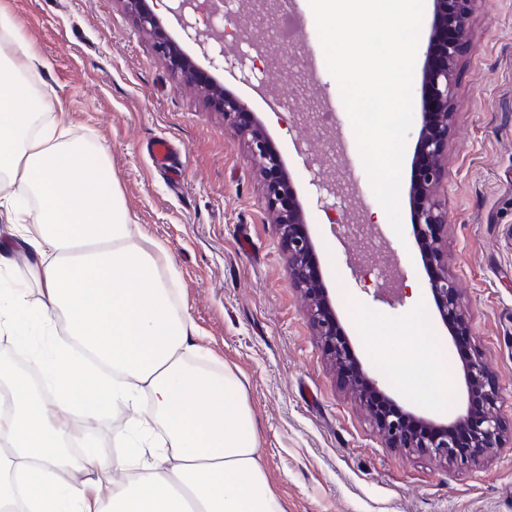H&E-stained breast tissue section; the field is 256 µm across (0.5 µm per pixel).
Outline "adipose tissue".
<instances>
[{
	"label": "adipose tissue",
	"instance_id": "1",
	"mask_svg": "<svg viewBox=\"0 0 512 512\" xmlns=\"http://www.w3.org/2000/svg\"><path fill=\"white\" fill-rule=\"evenodd\" d=\"M0 34L12 50L0 63V209L27 256L0 289V335L25 344L66 324L30 360L51 391L0 369V512H283L236 376L190 364L209 351L167 249L130 223L99 179L105 149L71 136L54 96L30 107L20 74L35 55L2 16ZM107 405L129 414L126 451L73 462L66 447L86 442Z\"/></svg>",
	"mask_w": 512,
	"mask_h": 512
}]
</instances>
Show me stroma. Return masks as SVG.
Wrapping results in <instances>:
<instances>
[{
	"label": "stroma",
	"mask_w": 512,
	"mask_h": 512,
	"mask_svg": "<svg viewBox=\"0 0 512 512\" xmlns=\"http://www.w3.org/2000/svg\"><path fill=\"white\" fill-rule=\"evenodd\" d=\"M0 13L40 61L23 75L31 96L48 89L58 95L72 136L105 148L102 176L118 186L130 223L168 250L200 343L240 381L262 466L286 512H512V0H482L473 16L456 66L443 157L448 179L439 191L450 217L441 232L448 274L471 328L467 346L481 353L500 388L504 432L500 448L459 466L389 447L313 334L247 142L203 105L195 87L178 83L119 0H0ZM258 77L284 110L270 111L238 75H217L257 113L287 164L356 356L371 377L390 384L404 409L454 420L469 404L463 361L428 296L408 224L421 114H414L405 143L403 233L381 226L420 291L391 306L375 299L372 275H352L345 252L359 240L336 238L330 224L339 202L310 184L295 152L296 140H316L313 131L293 125L287 110L300 101L298 87L277 73ZM314 92L336 102L345 146L339 165L361 189L369 213L382 215L327 67H320ZM156 138L175 144L181 182L154 168L148 145ZM400 327L426 329L437 339V363L448 379L446 410L402 386L379 359L375 333ZM126 419L102 410L90 428L96 453L117 455Z\"/></svg>",
	"instance_id": "35a3bbf8"
}]
</instances>
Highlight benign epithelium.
<instances>
[{
	"label": "benign epithelium",
	"mask_w": 512,
	"mask_h": 512,
	"mask_svg": "<svg viewBox=\"0 0 512 512\" xmlns=\"http://www.w3.org/2000/svg\"><path fill=\"white\" fill-rule=\"evenodd\" d=\"M120 2L134 15L142 32L158 36L155 48L171 71L188 82L204 87L209 104L224 116V123L248 138L250 159L266 181V201L272 213V224L276 234L288 246L289 277L309 302L307 317L310 326L321 339L333 365L340 368L353 361L349 341L336 336L337 316L328 290L311 287L312 277L306 258L312 253L314 243L307 233H293L295 225L306 223L305 212L287 176L282 175L277 180L270 178V172L282 170L283 163L258 120L252 117L249 122H242L240 116L246 112L245 105L224 91L223 84L209 71L198 67L191 57L163 38L162 21L149 8L147 0ZM477 2L479 0H433L434 11L424 52L421 81L422 101L431 104L432 111L422 113L410 187L415 203L412 224L414 235L425 259L435 270L429 280V291L442 322L454 337L469 335V327L460 307L455 282L448 276V263L445 262L443 244L438 234L439 229L448 224V210L443 207L437 191L446 178L442 156L448 146V133L454 115L451 107L454 70L460 45L469 33ZM238 7L241 13L252 14L262 8L272 14L277 11L278 0H267L261 7L254 0H238ZM195 12L196 0H169L167 22L187 34L197 54L208 61L212 68L244 70L243 57L224 49V43L214 40L209 29L197 27L193 22ZM365 214V206L356 190L349 195V205L342 212L338 223H363ZM404 281V269L397 264H389L377 279V297L393 303L400 301ZM464 370L467 388H479L485 397L482 412H465L458 416L460 420L470 419L471 442L466 451L459 449L451 424L441 426L411 412L402 410L392 413L387 408L376 407V401L390 403L392 398L362 367H357V374L349 387L361 401L374 408L378 424L391 446L425 452L446 464L465 463L499 446L502 424L498 415L499 390L478 351L474 350L467 355Z\"/></svg>",
	"instance_id": "1"
}]
</instances>
